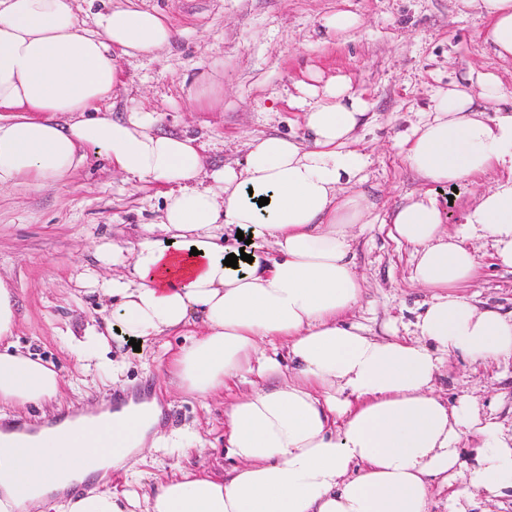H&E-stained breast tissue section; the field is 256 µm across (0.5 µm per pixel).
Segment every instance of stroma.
Wrapping results in <instances>:
<instances>
[{"label": "stroma", "instance_id": "35a3bbf8", "mask_svg": "<svg viewBox=\"0 0 512 512\" xmlns=\"http://www.w3.org/2000/svg\"><path fill=\"white\" fill-rule=\"evenodd\" d=\"M132 6L163 13L178 29L168 48L119 61L121 82L106 109L113 118L142 106L157 112L163 133L197 139L207 164L243 163L248 138L263 133L297 135L299 82L342 77L368 104L370 122L357 135L369 157L358 189L386 215L422 190L395 143L432 105L436 88L494 74L501 106L512 105V62L500 60L487 41L488 21L460 13L454 0H131ZM348 12L360 26L342 38L327 34L324 18ZM204 74L218 83L216 100L199 106L195 83ZM494 182L485 177L459 187L434 186L447 221L462 223L467 210ZM162 204L158 187L112 172L89 154L86 165L66 183L38 190L0 188V276L17 295L16 342L52 362L63 381L61 397L36 407L7 410L8 418L29 422L101 406L122 390L157 396L166 430L189 429L200 442L193 448L145 449L134 486L112 476L119 490L148 494L158 479L181 467L214 474L230 470L224 448V402L183 393L165 370V347L184 337L142 343L110 342L107 359L75 350L68 331L85 328L106 315L105 302L81 286L79 276L93 264L96 245L135 242L140 225L150 223ZM383 224L368 225L353 242L354 263L366 295L350 316L371 333L393 328L411 337L428 290L410 280V251L389 238ZM476 278L463 287L483 303L512 311V272L495 265L490 243L473 244ZM435 392L456 402L475 398L482 415L512 426V362L478 366L462 356L447 357Z\"/></svg>", "mask_w": 512, "mask_h": 512}]
</instances>
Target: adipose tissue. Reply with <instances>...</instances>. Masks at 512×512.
Wrapping results in <instances>:
<instances>
[{"instance_id":"1","label":"adipose tissue","mask_w":512,"mask_h":512,"mask_svg":"<svg viewBox=\"0 0 512 512\" xmlns=\"http://www.w3.org/2000/svg\"><path fill=\"white\" fill-rule=\"evenodd\" d=\"M456 3L488 18L494 53L512 60V0ZM95 25L79 27L74 0H0V188L65 183L91 148L127 179L165 185L136 244L97 246L96 259L119 271L90 270L83 281L114 304L77 343L90 352L114 334L147 341L188 331L166 371L195 397L225 394L224 446L235 466L223 476L182 470L141 498L104 482L65 496L111 468L137 480L130 456L197 439L162 432L156 403L131 402L108 419L123 450L93 456L76 431L103 418L82 411L64 431L32 422L23 445L0 434V512H127L141 503L145 512H429L431 486L459 477L448 512H466L474 493L512 487V432L472 398L451 405L434 392L445 355L475 365L512 359V313L458 293L478 265L468 241H490L497 264L512 268V107L499 106L497 78L479 76L475 91L436 89L398 143L429 188L394 213L389 235L410 248L411 279L432 295L413 337H381L346 321L364 294L352 228L371 215L351 189L367 165L354 132L368 119L351 85H301L302 137H251L243 165L208 170L193 139L156 132L157 114L137 108L116 119L99 108L120 82L119 58L175 40L168 19L111 8ZM480 100L494 112L477 108ZM491 172L493 186L463 223L446 225L432 185ZM242 232L252 237L250 258L227 267ZM16 325L14 291L0 279V411L62 391L52 364L16 349ZM267 343L285 349L289 368L264 352ZM272 373L281 380L270 388ZM245 378L249 390L233 393ZM468 438L470 463L459 450Z\"/></svg>"}]
</instances>
